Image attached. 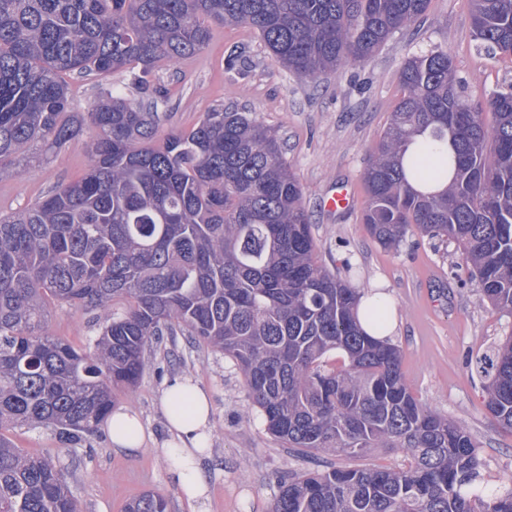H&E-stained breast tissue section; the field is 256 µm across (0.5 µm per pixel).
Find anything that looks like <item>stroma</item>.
<instances>
[{
    "mask_svg": "<svg viewBox=\"0 0 512 512\" xmlns=\"http://www.w3.org/2000/svg\"><path fill=\"white\" fill-rule=\"evenodd\" d=\"M208 45L196 56L162 64L158 76L169 95L159 103L162 129L188 128L204 113L232 106L256 117L281 140L285 157L311 215L319 261L347 278L358 291L380 286L391 301L396 329L391 343L401 351V369L418 402L467 426L479 445L489 479L512 478V432L501 429L487 409L484 379L476 361L512 331L503 316L471 283L454 242L412 236L385 249L361 221L366 205L363 170L400 95L405 61L436 47L447 49L466 93L484 102L512 82V57L490 59L476 48L470 0H431L427 16L396 33L365 64L312 81L277 64L248 26L212 25ZM242 56L228 66L229 54ZM93 127L42 160L31 149L0 172V211L32 206L58 184L74 180L88 164ZM346 186L351 208L330 211L323 199ZM49 332L85 347L98 332L93 313L68 306L50 310ZM194 377L210 395L213 455L204 464L210 485L207 512H269L278 479L327 462L282 447L260 418L245 419L249 406L243 381L223 354L192 347L178 335L152 349L139 382L117 392L114 404L137 411L150 443L136 456L115 454L105 431L76 445L59 442L51 429H15L10 438L25 451L51 456L64 467L84 512H124L147 492L164 496L169 512H193L172 481L161 451L168 438L160 398L167 378Z\"/></svg>",
    "mask_w": 512,
    "mask_h": 512,
    "instance_id": "obj_1",
    "label": "stroma"
}]
</instances>
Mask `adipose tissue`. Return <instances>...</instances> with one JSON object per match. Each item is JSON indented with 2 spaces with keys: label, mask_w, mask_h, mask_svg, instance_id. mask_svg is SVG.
<instances>
[{
  "label": "adipose tissue",
  "mask_w": 512,
  "mask_h": 512,
  "mask_svg": "<svg viewBox=\"0 0 512 512\" xmlns=\"http://www.w3.org/2000/svg\"><path fill=\"white\" fill-rule=\"evenodd\" d=\"M161 403L170 434L163 454L172 478L188 500L205 504L207 481L201 462L210 452V399L192 378L178 376L167 381ZM106 428L115 452L134 455L144 451L145 427L136 411L126 407L115 409L106 420Z\"/></svg>",
  "instance_id": "adipose-tissue-1"
}]
</instances>
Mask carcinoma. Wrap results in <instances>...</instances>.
I'll list each match as a JSON object with an SVG mask.
<instances>
[{"label":"carcinoma","mask_w":512,"mask_h":512,"mask_svg":"<svg viewBox=\"0 0 512 512\" xmlns=\"http://www.w3.org/2000/svg\"><path fill=\"white\" fill-rule=\"evenodd\" d=\"M430 0H0V166L97 130L89 163L22 211L0 214V512H81L67 475L16 447L17 427L65 445L94 434L147 349L182 334L224 354L275 440L299 454L398 448L401 469L325 466L282 481L270 512H512V479L482 475L468 429L422 407L397 346L364 332L359 294L317 260L311 216L280 140L251 112L215 109L154 146L159 113L106 88L69 111L68 78L200 52L211 24H245L301 78L361 65ZM474 39L512 57V0H471ZM401 97L364 171L362 222L383 248L409 234L457 244L483 297L512 317V83L483 108L448 50L406 61ZM445 180L438 193L412 181ZM93 312L77 350L48 332L53 306ZM389 304L371 308L386 327ZM343 359L327 367L329 355ZM487 408L512 432V333L477 360ZM144 493L126 512H167Z\"/></svg>","instance_id":"carcinoma-1"}]
</instances>
